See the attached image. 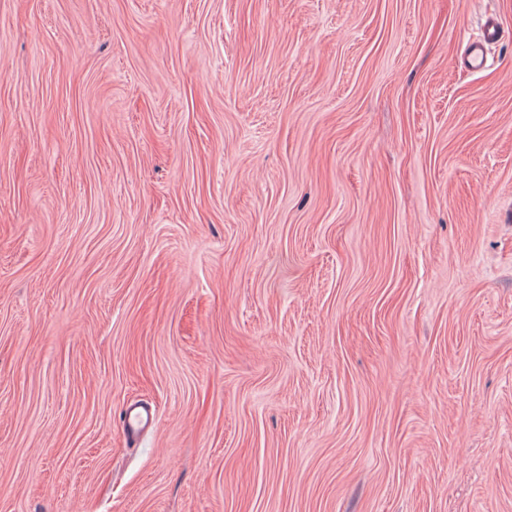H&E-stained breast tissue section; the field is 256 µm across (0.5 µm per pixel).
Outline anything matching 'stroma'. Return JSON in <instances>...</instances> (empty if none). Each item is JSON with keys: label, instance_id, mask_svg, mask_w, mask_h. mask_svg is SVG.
Returning <instances> with one entry per match:
<instances>
[{"label": "stroma", "instance_id": "stroma-1", "mask_svg": "<svg viewBox=\"0 0 512 512\" xmlns=\"http://www.w3.org/2000/svg\"><path fill=\"white\" fill-rule=\"evenodd\" d=\"M0 512H512V0H0ZM500 36L501 32L498 25L492 20H487L483 27L482 40L469 46L467 61L472 69H479L484 65L486 61L484 45L495 43ZM137 406L127 407L122 415V428L126 436L134 438L138 436L147 424L153 421L151 409Z\"/></svg>", "mask_w": 512, "mask_h": 512}]
</instances>
